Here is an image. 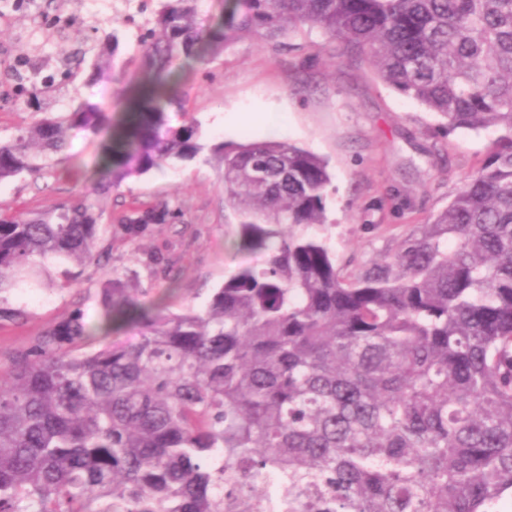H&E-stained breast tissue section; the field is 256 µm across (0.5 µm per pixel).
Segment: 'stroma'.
<instances>
[{
	"mask_svg": "<svg viewBox=\"0 0 512 512\" xmlns=\"http://www.w3.org/2000/svg\"><path fill=\"white\" fill-rule=\"evenodd\" d=\"M71 5L92 14L94 26L119 30L124 67L92 84L78 72L58 86L59 102L46 103L45 109L56 113L86 100L121 118L139 78L137 37L158 2L71 0ZM19 27L29 29L45 63L72 53L91 35L84 28L54 40L24 15L15 27H0V45H11ZM182 90L185 109L200 122L206 143L274 136L327 160L332 182L323 233L346 273L384 255L394 241L443 209L480 167L496 137L492 131L445 132L437 115L383 85L364 57L345 54L333 67L314 48H277L248 36L231 38L223 53L197 65ZM110 135L107 127L94 136L71 134L49 172L0 182V210H46L80 193ZM161 202L173 215L154 226L139 247L116 236L122 215ZM236 221L224 201L217 164L199 157L126 180L104 202L100 224L112 240L111 267L136 285L141 302H154L171 287L180 305L199 308L229 273L262 262L237 249ZM155 252L168 257V274L153 272L148 258ZM72 271L71 264L58 261L52 268L54 288L11 291L10 304L29 316L20 325L0 324V363L74 308L97 320L103 270L85 267L79 284L69 288L65 282Z\"/></svg>",
	"mask_w": 512,
	"mask_h": 512,
	"instance_id": "stroma-1",
	"label": "stroma"
}]
</instances>
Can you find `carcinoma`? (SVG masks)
I'll return each mask as SVG.
<instances>
[{"label": "carcinoma", "instance_id": "cac0c4a2", "mask_svg": "<svg viewBox=\"0 0 512 512\" xmlns=\"http://www.w3.org/2000/svg\"><path fill=\"white\" fill-rule=\"evenodd\" d=\"M160 0L140 36L147 91L99 155L83 194L0 215L4 294L54 286L51 261L99 266L112 252L100 205L126 179L209 150L237 246L265 256L201 309L139 305L118 273L95 323L79 308L0 369V512H498L512 496V0ZM318 31L366 55L388 87L458 129L500 131L448 205L393 251L344 274L327 238L331 174L278 139L202 142L184 110L183 67L238 33L273 44ZM116 33L61 61L92 79ZM51 86L33 80L42 112ZM175 108L182 121L169 124ZM111 122L82 102L0 141V180L51 167L72 131ZM137 208L130 243L170 217ZM136 331L134 343L112 334Z\"/></svg>", "mask_w": 512, "mask_h": 512}]
</instances>
